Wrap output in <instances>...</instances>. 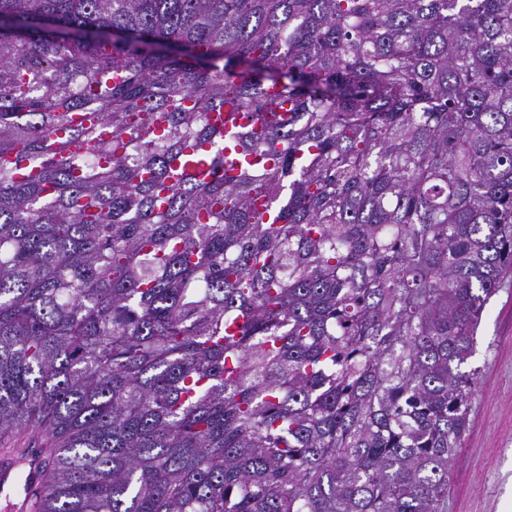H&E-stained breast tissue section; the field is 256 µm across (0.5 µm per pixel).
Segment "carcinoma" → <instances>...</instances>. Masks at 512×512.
Masks as SVG:
<instances>
[{
  "mask_svg": "<svg viewBox=\"0 0 512 512\" xmlns=\"http://www.w3.org/2000/svg\"><path fill=\"white\" fill-rule=\"evenodd\" d=\"M507 278L512 0H0L31 512H448Z\"/></svg>",
  "mask_w": 512,
  "mask_h": 512,
  "instance_id": "cac0c4a2",
  "label": "carcinoma"
}]
</instances>
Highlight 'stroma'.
<instances>
[{
    "mask_svg": "<svg viewBox=\"0 0 512 512\" xmlns=\"http://www.w3.org/2000/svg\"><path fill=\"white\" fill-rule=\"evenodd\" d=\"M471 364L479 375L448 512H512V282L487 305Z\"/></svg>",
    "mask_w": 512,
    "mask_h": 512,
    "instance_id": "obj_1",
    "label": "stroma"
}]
</instances>
